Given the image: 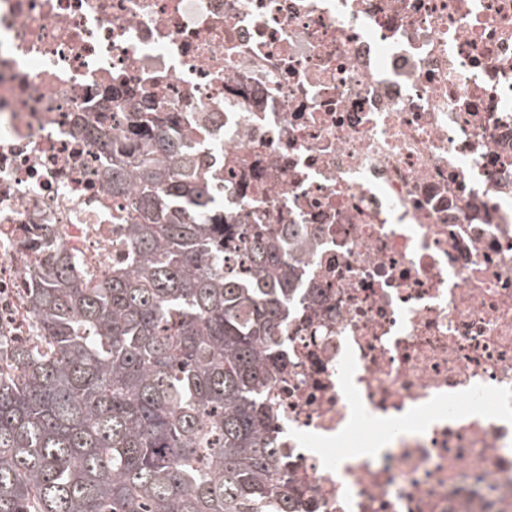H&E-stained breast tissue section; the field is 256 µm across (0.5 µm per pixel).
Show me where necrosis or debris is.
Masks as SVG:
<instances>
[{"label":"necrosis or debris","instance_id":"necrosis-or-debris-1","mask_svg":"<svg viewBox=\"0 0 512 512\" xmlns=\"http://www.w3.org/2000/svg\"><path fill=\"white\" fill-rule=\"evenodd\" d=\"M261 224L300 512H512V0H0V295L43 224L101 275L95 138L145 105Z\"/></svg>","mask_w":512,"mask_h":512}]
</instances>
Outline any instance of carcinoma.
Instances as JSON below:
<instances>
[{"mask_svg":"<svg viewBox=\"0 0 512 512\" xmlns=\"http://www.w3.org/2000/svg\"><path fill=\"white\" fill-rule=\"evenodd\" d=\"M122 120L101 148L127 259L98 277L36 227L20 240L31 335L0 322V512H297L267 400L279 254L257 233L225 267L235 228L197 148L170 112Z\"/></svg>","mask_w":512,"mask_h":512,"instance_id":"obj_1","label":"carcinoma"}]
</instances>
